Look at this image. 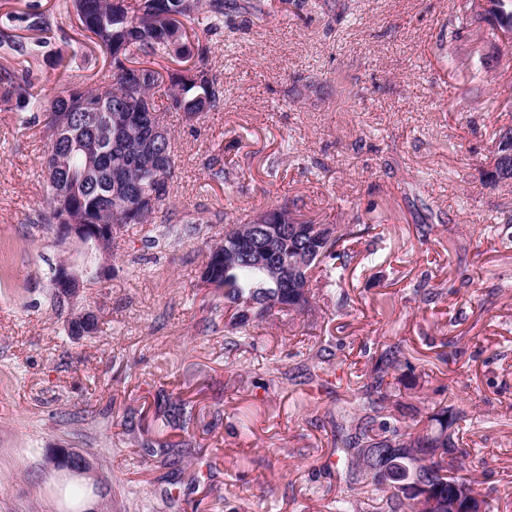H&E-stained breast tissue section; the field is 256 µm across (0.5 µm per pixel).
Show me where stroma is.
Wrapping results in <instances>:
<instances>
[{
    "label": "stroma",
    "instance_id": "35a3bbf8",
    "mask_svg": "<svg viewBox=\"0 0 512 512\" xmlns=\"http://www.w3.org/2000/svg\"><path fill=\"white\" fill-rule=\"evenodd\" d=\"M251 0L208 43L224 105L188 126L167 114L179 225L125 224L112 274L88 282L76 306L100 333H67L55 307L61 259L84 267L80 245L59 249L37 218L45 207L44 122L0 111V512H64L45 458L85 455L109 492L89 512H375L380 491L348 484L332 424L355 411L386 346L413 351L390 370L389 414L414 428L430 408L461 412V476L512 512V185L486 184L485 160L512 125V43L483 45L461 21L472 0ZM47 27L18 22L29 5ZM69 0H0V32L39 53L0 65L31 70L50 97L110 76L106 56L79 39ZM74 47L70 69L53 64ZM221 157L227 182L204 163ZM297 206L316 224L359 220L340 246L341 288L318 285L302 312L273 311L232 327L222 292L200 285L209 246L242 213ZM220 210V224L191 225ZM431 223L429 235L420 226ZM429 281L439 299L421 302ZM188 401L186 428L165 422ZM190 442L170 484L149 445Z\"/></svg>",
    "mask_w": 512,
    "mask_h": 512
}]
</instances>
